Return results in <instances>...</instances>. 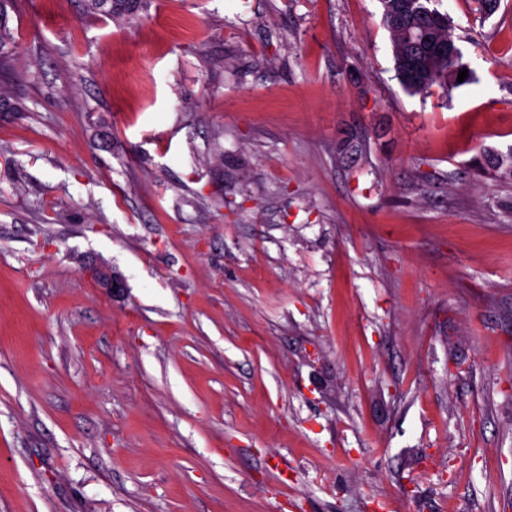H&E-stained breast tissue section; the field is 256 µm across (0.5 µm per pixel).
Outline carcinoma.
I'll use <instances>...</instances> for the list:
<instances>
[{
    "instance_id": "cac0c4a2",
    "label": "carcinoma",
    "mask_w": 512,
    "mask_h": 512,
    "mask_svg": "<svg viewBox=\"0 0 512 512\" xmlns=\"http://www.w3.org/2000/svg\"><path fill=\"white\" fill-rule=\"evenodd\" d=\"M431 0H381L383 25L390 32L395 70L404 89L423 93L434 87L445 89L457 82L464 64L461 59L435 52L433 44L453 40L448 14L430 7ZM142 0H89L91 12L105 16L124 15L139 9ZM9 27L0 29V68L13 65Z\"/></svg>"
}]
</instances>
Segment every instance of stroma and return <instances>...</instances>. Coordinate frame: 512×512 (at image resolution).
<instances>
[{
  "label": "stroma",
  "mask_w": 512,
  "mask_h": 512,
  "mask_svg": "<svg viewBox=\"0 0 512 512\" xmlns=\"http://www.w3.org/2000/svg\"><path fill=\"white\" fill-rule=\"evenodd\" d=\"M431 5L410 94L380 0H14L0 512H512V0ZM91 12L105 16H119L141 6L142 0H89ZM383 25L390 32L395 70L404 89L411 93L429 92L434 87L446 89L456 83L458 73L465 65L462 57L440 55L433 44L453 41L452 27L447 13L429 6L431 0H381ZM412 20V23L409 21ZM429 33L433 44L420 43L424 34ZM444 53L462 55L455 43L442 44ZM415 61L424 76L413 75L405 61Z\"/></svg>",
  "instance_id": "obj_1"
}]
</instances>
